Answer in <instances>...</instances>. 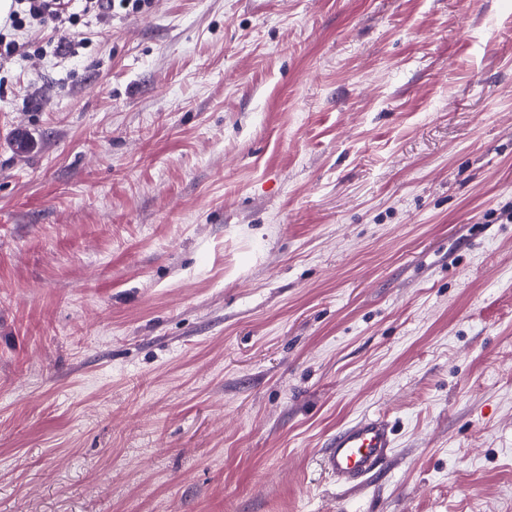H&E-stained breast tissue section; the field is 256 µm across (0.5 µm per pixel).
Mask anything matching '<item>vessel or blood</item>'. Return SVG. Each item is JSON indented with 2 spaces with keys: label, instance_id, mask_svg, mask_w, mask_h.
Wrapping results in <instances>:
<instances>
[{
  "label": "vessel or blood",
  "instance_id": "vessel-or-blood-1",
  "mask_svg": "<svg viewBox=\"0 0 512 512\" xmlns=\"http://www.w3.org/2000/svg\"><path fill=\"white\" fill-rule=\"evenodd\" d=\"M392 445L393 434L387 422L366 417L337 430L320 466L337 484H360L381 466Z\"/></svg>",
  "mask_w": 512,
  "mask_h": 512
}]
</instances>
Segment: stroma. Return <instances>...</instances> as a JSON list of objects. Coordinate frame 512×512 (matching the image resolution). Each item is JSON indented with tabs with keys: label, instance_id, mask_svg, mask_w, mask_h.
<instances>
[{
	"label": "stroma",
	"instance_id": "1",
	"mask_svg": "<svg viewBox=\"0 0 512 512\" xmlns=\"http://www.w3.org/2000/svg\"><path fill=\"white\" fill-rule=\"evenodd\" d=\"M72 33L0 67V512H512V0ZM392 445V430L384 419L362 418L336 431L320 466L337 484H361L381 466Z\"/></svg>",
	"mask_w": 512,
	"mask_h": 512
}]
</instances>
